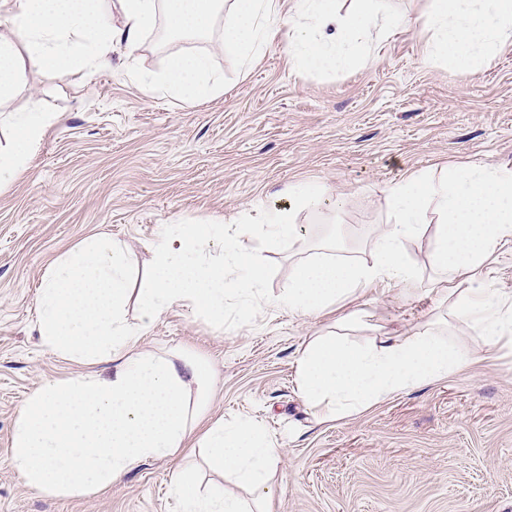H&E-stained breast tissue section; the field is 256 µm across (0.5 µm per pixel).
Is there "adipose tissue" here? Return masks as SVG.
Returning <instances> with one entry per match:
<instances>
[{"instance_id": "1", "label": "adipose tissue", "mask_w": 512, "mask_h": 512, "mask_svg": "<svg viewBox=\"0 0 512 512\" xmlns=\"http://www.w3.org/2000/svg\"><path fill=\"white\" fill-rule=\"evenodd\" d=\"M121 25L106 22L103 0H15L11 32L0 34V101L10 98L30 69L89 77L110 66L112 46L137 51L157 16L180 37L208 36L222 25L220 46L242 62L264 48L270 24L286 30L298 69L342 70L370 54V35L400 31L403 20L378 0H117ZM432 34L424 62L436 58L467 68L512 40V0H427L419 17ZM179 97L196 102L224 91L210 58L174 54L161 77ZM0 149V185L21 172L54 116L18 112ZM393 218L368 240L370 258L348 256V230L332 226L315 256L292 268L275 305L315 315L378 283L408 288L418 272L406 245L431 231L432 266L446 306V321L478 332L486 350L512 342V299L478 281L488 259L512 249V168L470 165L443 178L414 172L385 188ZM437 221L426 228L423 218ZM284 209H267L261 229L237 225L225 235L220 224H169L152 249L151 275L132 290L128 256L105 235L84 238L46 273L38 293L43 344L69 359L96 364V371L44 383L25 400L13 427L10 464L26 484L50 496L104 490L137 464L177 456L188 438L206 451L210 471L236 475L248 485L242 499L203 492L196 475L177 468L170 493L180 512H270L273 473L282 450L253 421L200 423L213 377L195 354L159 356L138 343L171 307L223 323L231 300L263 295L262 252L301 236ZM467 278L464 288L452 280ZM137 302V322L127 307ZM475 356L461 338L427 328L408 336L380 334L364 343L331 331L311 337L298 359V390L324 420L367 409L394 395L447 378Z\"/></svg>"}]
</instances>
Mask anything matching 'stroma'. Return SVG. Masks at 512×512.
Returning a JSON list of instances; mask_svg holds the SVG:
<instances>
[{
    "label": "stroma",
    "mask_w": 512,
    "mask_h": 512,
    "mask_svg": "<svg viewBox=\"0 0 512 512\" xmlns=\"http://www.w3.org/2000/svg\"><path fill=\"white\" fill-rule=\"evenodd\" d=\"M407 20L374 39L366 64L299 71L274 29L251 63L221 52L218 35L158 40L163 20L93 77L26 71L5 112L55 115L25 170L0 189V512H179L169 493L176 465L203 471L200 450L149 460L105 492L49 496L11 467L14 422L37 386L81 376L86 365L46 349L38 333L37 287L55 260L83 238L105 234L131 260L142 288L165 225L260 226L265 209L290 206L300 180L345 194L342 210L299 211L305 232L267 252L264 296L223 324L175 306L141 337V349L187 351L215 375L210 419L264 425L284 453L275 475L276 512H512V347L448 378L377 403L343 420H320L297 389L307 337L335 327L351 307L372 314L348 327L367 339L379 328L413 332L440 310L430 234L407 245L418 271L410 292L377 285L354 303L309 317L274 307L292 266L312 255L328 224L363 242L391 219L385 187L415 171L493 164L512 168V41L477 72L422 63L431 34L416 19L426 0H385ZM206 54L224 83L192 103L144 77L172 54Z\"/></svg>",
    "instance_id": "35a3bbf8"
}]
</instances>
